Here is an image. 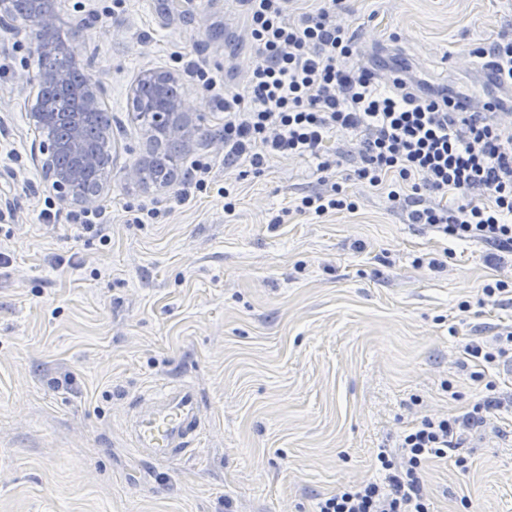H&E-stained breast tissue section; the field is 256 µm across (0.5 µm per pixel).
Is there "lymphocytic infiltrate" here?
<instances>
[{
  "mask_svg": "<svg viewBox=\"0 0 512 512\" xmlns=\"http://www.w3.org/2000/svg\"><path fill=\"white\" fill-rule=\"evenodd\" d=\"M341 0L291 18L292 0H242L257 47L243 91L202 66L203 88L224 102L225 166L316 158L350 136L355 174L386 193L408 223L488 247V263L512 254V135L473 111V94L434 87L359 61L354 31L336 19ZM502 407L488 395L461 415L426 417L405 430L399 455L380 450L384 482L363 481L320 499L317 512H430L421 472L432 460L463 464L464 431Z\"/></svg>",
  "mask_w": 512,
  "mask_h": 512,
  "instance_id": "obj_1",
  "label": "lymphocytic infiltrate"
}]
</instances>
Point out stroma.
<instances>
[{
  "instance_id": "obj_1",
  "label": "stroma",
  "mask_w": 512,
  "mask_h": 512,
  "mask_svg": "<svg viewBox=\"0 0 512 512\" xmlns=\"http://www.w3.org/2000/svg\"><path fill=\"white\" fill-rule=\"evenodd\" d=\"M339 18L361 61L477 92L484 62L469 50L512 38V0H345ZM21 30L0 28V512H316L376 477L378 450L404 430L465 413L490 382L503 407L471 430L466 467L428 463L423 485L432 512H512V376L463 354L512 327V301L480 300L486 283H512V261L407 223L355 180L343 136L328 182L354 196L352 213L297 212L326 188L315 160L225 167L221 102L185 67L245 85L256 47L239 0H63L60 35L112 116L99 202L110 239L86 234L43 176L32 26ZM146 69L181 74L190 155L211 165L180 206L186 168L167 188L125 178L147 156L130 102ZM177 378L205 399L201 445L181 462L142 460L129 402Z\"/></svg>"
}]
</instances>
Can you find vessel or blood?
<instances>
[{"instance_id":"obj_1","label":"vessel or blood","mask_w":512,"mask_h":512,"mask_svg":"<svg viewBox=\"0 0 512 512\" xmlns=\"http://www.w3.org/2000/svg\"><path fill=\"white\" fill-rule=\"evenodd\" d=\"M127 430L134 453L155 464L192 456L203 435V401L185 379L141 394L131 408Z\"/></svg>"}]
</instances>
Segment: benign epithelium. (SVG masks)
Instances as JSON below:
<instances>
[{"instance_id":"7a95c632","label":"benign epithelium","mask_w":512,"mask_h":512,"mask_svg":"<svg viewBox=\"0 0 512 512\" xmlns=\"http://www.w3.org/2000/svg\"><path fill=\"white\" fill-rule=\"evenodd\" d=\"M60 15L58 7L43 11L36 16L33 44L45 59H52L74 52V44L56 41L53 34L58 30ZM70 79V73L54 66H42L29 75L44 90L59 87ZM149 84L160 94L180 84L179 76L169 70L150 69L142 73L135 85ZM106 94L104 83L99 80L85 87L82 104L84 112L69 124L63 139H53L42 144L45 158L42 170L45 181L49 184L57 202L63 207H78L83 211H92L99 205L103 188L85 194L78 192L77 186L83 176L99 165L97 154L89 150L85 141L84 121L100 110V100ZM155 124L163 131L167 141L183 150H190L192 137L198 127L191 125L189 113L186 112L185 96L179 94L166 100L165 105L153 113Z\"/></svg>"}]
</instances>
